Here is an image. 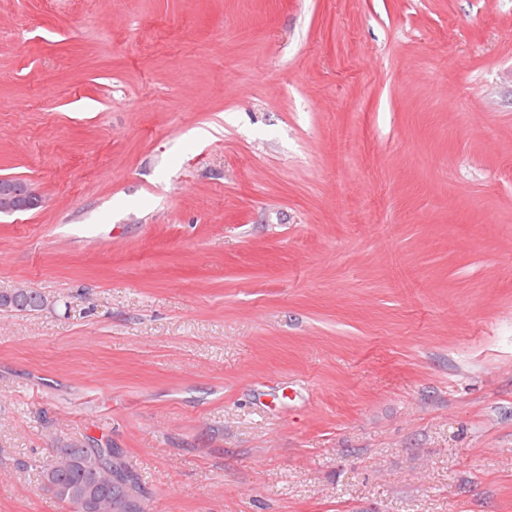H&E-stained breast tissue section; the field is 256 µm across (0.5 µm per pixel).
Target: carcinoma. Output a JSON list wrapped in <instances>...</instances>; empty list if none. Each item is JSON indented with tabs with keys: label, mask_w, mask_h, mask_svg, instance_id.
I'll use <instances>...</instances> for the list:
<instances>
[{
	"label": "carcinoma",
	"mask_w": 512,
	"mask_h": 512,
	"mask_svg": "<svg viewBox=\"0 0 512 512\" xmlns=\"http://www.w3.org/2000/svg\"><path fill=\"white\" fill-rule=\"evenodd\" d=\"M44 300L38 292L17 291L0 302V309L40 311ZM55 454V462L42 470L43 488L70 512H83L85 504L93 505L97 512H142L137 478L114 461L109 441H67L57 446Z\"/></svg>",
	"instance_id": "cac0c4a2"
}]
</instances>
